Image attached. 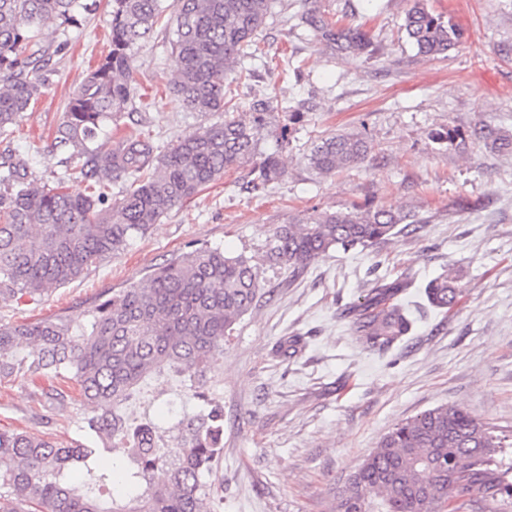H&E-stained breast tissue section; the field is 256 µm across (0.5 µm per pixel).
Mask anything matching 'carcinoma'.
Segmentation results:
<instances>
[{
  "label": "carcinoma",
  "instance_id": "1",
  "mask_svg": "<svg viewBox=\"0 0 512 512\" xmlns=\"http://www.w3.org/2000/svg\"><path fill=\"white\" fill-rule=\"evenodd\" d=\"M97 0H0V138L46 87L54 56L68 48V30L95 11ZM171 55L176 76L168 90L192 112L236 108L228 71L251 76L242 63L258 53L256 33L265 25L269 0H173ZM163 14L162 0H112L110 50L68 99L51 148L61 151L52 188L32 177L30 158L0 151V300L47 293L80 278L144 235L177 206L198 196L233 167L250 166L251 189L285 175L277 153L262 150L275 113L296 112L265 97L250 105L244 121L224 118L163 148L150 136L112 141L118 119L141 112L135 92L133 52L150 38ZM326 42L367 53L371 42L358 28L311 17ZM401 28L417 53L448 55L463 33L415 0ZM486 148L512 152V137L483 126L473 131ZM366 138L334 135L315 144L309 163L323 174L365 160ZM73 174L86 193H69ZM128 187L112 198V181ZM416 233L409 214L366 205L311 214L285 224L270 240L267 258L294 276L331 250L376 245L400 224ZM412 282L375 285L345 309L362 347L385 353L407 343L416 319L405 299ZM260 293L251 260L224 250L195 247L155 268L74 319H44L0 326V377L25 373L51 385L67 378L91 406L87 428L101 445H67L16 429H0V512H215L207 481L222 451L224 407L208 403L198 414L170 417L169 444L151 420L136 426L120 406L147 376L164 369L197 383L209 360L224 351V337ZM437 310L456 301V277L448 269L421 285ZM28 350L17 361L12 353ZM128 449L119 472L100 467L102 451ZM501 439L466 410L440 406L396 424L336 493L334 512H477L483 499L512 500V481L498 468Z\"/></svg>",
  "mask_w": 512,
  "mask_h": 512
}]
</instances>
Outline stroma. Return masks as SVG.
<instances>
[{"label":"stroma","instance_id":"1","mask_svg":"<svg viewBox=\"0 0 512 512\" xmlns=\"http://www.w3.org/2000/svg\"><path fill=\"white\" fill-rule=\"evenodd\" d=\"M414 0H271L257 35L261 57L237 86L235 118L249 105L278 96L299 107L278 115L288 139L267 137L279 153L283 179L265 191L247 187L249 170L225 172L198 197L172 209L145 235L76 281L28 301H0V326L65 319L89 311L188 247L222 248L260 267V294L224 341L203 385L191 392L183 377L145 383L127 412L131 421L168 409L224 407V452L212 482L219 512H333L334 496L382 437L402 421L438 406H458L486 423L507 445L495 458L512 468V154L469 139L466 149L437 142L449 127L471 132L488 125L512 135V0H427L428 8L462 29L447 57L418 55L400 26ZM318 9L343 26L367 33L373 57L327 49L299 19ZM112 6L71 29L68 50L53 59L43 93L19 120L11 148L29 154L38 183L53 185L59 153L50 151L68 98L110 48ZM173 26L160 21L134 51L135 85L148 107L139 123L122 119L123 135L149 134L159 145L220 121L218 112H191L165 91L175 76L169 42ZM299 77H282L286 66ZM366 136V159L331 175L307 159L315 140ZM374 204L425 222L413 235L311 262L298 278L265 263L279 226L313 213ZM387 280L421 284L453 269L455 304L419 313L417 332L402 353L362 351L342 315L373 286L370 268ZM302 335L295 356L280 342ZM64 399L30 376L0 377V428L59 442L97 446L84 423L78 390L63 382Z\"/></svg>","mask_w":512,"mask_h":512}]
</instances>
